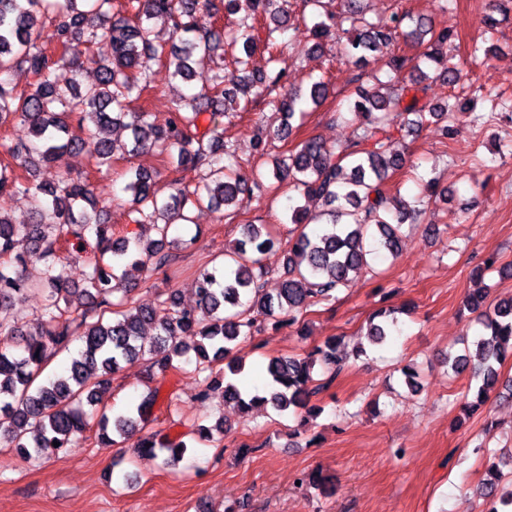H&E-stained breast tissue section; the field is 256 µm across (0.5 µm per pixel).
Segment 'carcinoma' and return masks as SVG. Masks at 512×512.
Here are the masks:
<instances>
[{"label": "carcinoma", "mask_w": 512, "mask_h": 512, "mask_svg": "<svg viewBox=\"0 0 512 512\" xmlns=\"http://www.w3.org/2000/svg\"><path fill=\"white\" fill-rule=\"evenodd\" d=\"M235 25L198 24L197 13L211 6V0H0V127L18 120L27 125L38 146L25 141L0 144V195L23 194L32 199L34 220L17 224L0 209V443L17 449L25 459L64 458L71 441L88 429H95L100 442L116 445L134 441V446L164 455L163 463L174 467L182 462L188 444L167 436L157 439L141 431L152 414L158 390L145 385L133 408L125 414L108 416L97 409V396L112 386V375L121 364L148 362V379L154 372L176 368L174 359L186 358L200 372L213 371L226 363L237 376L244 366L228 359L231 345L252 338L266 319L279 312L288 325L297 322L303 307L336 299V292L368 266L370 239L390 255L398 254L400 227L415 221L423 209L384 189L389 175L403 167L402 154L392 151L390 128L399 118L409 130L421 129L430 119L448 117L450 105L432 107L418 97L420 85L429 74L415 64L408 81L397 87L408 59L391 54L388 81L374 74L372 86L360 87L349 101V109L364 119L357 135L351 167L336 161L335 151L317 137L299 144L286 159L273 158L270 174L274 182L288 181L303 198H314L327 207L328 222L320 230L306 232L311 222L307 208L288 207V221L299 233L288 241L285 276L275 292L267 291L272 270L266 255L279 242L263 228L248 224L242 237L225 251L224 262L198 271L194 305H182L176 290L161 293L154 307L137 305L130 290L120 287L115 271L125 265L151 272L172 263L170 250L179 241L170 237L175 224L191 221L187 205L208 206L216 211L237 206L240 195L263 187L266 175L258 168L241 173L233 145L218 132L198 135L200 116L246 112L261 100L281 117L274 131L287 139L293 131L291 120L303 113V104H320L328 84L314 80L309 94L298 90L275 94L270 86L286 76L280 68L275 76L250 69L249 59L257 44H263L270 62L284 63L290 43L286 33L295 30L288 0H227ZM312 6L309 27L313 51L323 52L325 41L336 33L347 35L348 61L368 65L373 54L388 52L398 38L420 49L419 60L440 63L442 48L452 33L435 29L425 18L414 20L403 30L408 15L393 13L386 20H371L361 7L363 0H345L341 13L322 11V0H303ZM163 23L172 29L178 43L167 48L154 43L152 28ZM239 48L233 69H212L199 90L180 95L171 118L163 125L150 120L145 110L129 105L151 89V63L156 62L171 78L190 82L196 77L195 64L224 57V41ZM107 41L112 55L94 56L91 48ZM52 45L49 52L46 45ZM94 66L95 80L59 84L56 70L70 65L80 70ZM24 71L30 80L24 87L14 82L13 73ZM130 131L127 141L111 138L117 126ZM155 150L173 174L174 192L166 195L159 185L161 173L145 168L125 172L124 191L131 193L132 222L139 231L117 234L101 217L94 188L89 180L64 178L55 185L35 181L39 166L55 162L62 154L75 151L86 155L91 168L102 176L112 172L124 155ZM196 172L200 181L194 189L182 184L180 175ZM95 238L96 255L88 262L82 284L69 285L63 276L70 239ZM43 265L37 282L25 276L28 263ZM44 298L41 315L19 321L10 310L29 295ZM467 305L479 313L483 332L474 336L465 353L448 357L459 372L466 367L482 378L477 402H487L498 382L495 365L512 355V297L487 302L479 289L470 294ZM379 311L369 321L367 336L381 344L396 330L397 320L376 323ZM152 328V338L145 329ZM192 336L188 344L180 340ZM77 340V355L59 374L38 382L55 354ZM341 338L315 347L304 357L277 358L267 372L271 389L265 395H250L236 383L212 378L200 398L218 396L235 402L247 415L266 405L278 412L306 411L315 415L310 399L326 392L345 370L346 359L337 353ZM322 378L314 379L315 365ZM224 436V417L210 426L195 425L192 439L211 442ZM59 446H53V442ZM492 481L479 489L486 499L485 512H499L496 504L512 506V491L495 497L494 483L501 472L490 469Z\"/></svg>", "instance_id": "obj_1"}]
</instances>
